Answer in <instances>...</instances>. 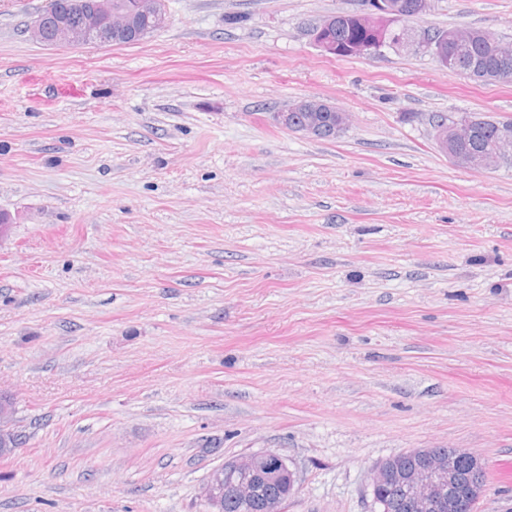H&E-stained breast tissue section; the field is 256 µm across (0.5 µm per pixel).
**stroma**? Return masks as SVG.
Listing matches in <instances>:
<instances>
[{"mask_svg": "<svg viewBox=\"0 0 512 512\" xmlns=\"http://www.w3.org/2000/svg\"><path fill=\"white\" fill-rule=\"evenodd\" d=\"M47 3L0 0V512H203L267 450L283 512H379L373 470L417 448L478 453L476 512H512V164L456 167L432 123L512 119V83L324 55L352 0H165L78 49L31 39ZM411 25L512 41V0ZM297 98L348 128L281 130ZM333 110L341 112L340 119L336 125L325 127L324 125H328V122L330 124L336 123L339 117V112H332ZM311 112H320L324 119V125H322V121L319 120L318 114L311 116L308 123L303 126L298 127L293 124V114L296 117L294 123L299 125L307 120ZM272 121L281 129L298 133L304 137L323 138L325 134L329 133L330 138H335L336 134L348 126L349 113L328 101L302 98L287 103L280 111L273 113ZM14 402L11 397L0 394V456H8L18 449L19 433L14 427Z\"/></svg>", "mask_w": 512, "mask_h": 512, "instance_id": "stroma-1", "label": "stroma"}]
</instances>
